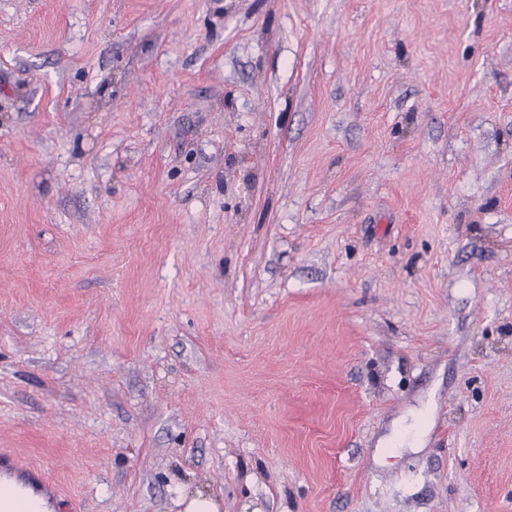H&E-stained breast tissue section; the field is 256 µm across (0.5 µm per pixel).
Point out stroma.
Wrapping results in <instances>:
<instances>
[{
	"instance_id": "obj_1",
	"label": "stroma",
	"mask_w": 512,
	"mask_h": 512,
	"mask_svg": "<svg viewBox=\"0 0 512 512\" xmlns=\"http://www.w3.org/2000/svg\"><path fill=\"white\" fill-rule=\"evenodd\" d=\"M0 454L512 512V0H0Z\"/></svg>"
}]
</instances>
